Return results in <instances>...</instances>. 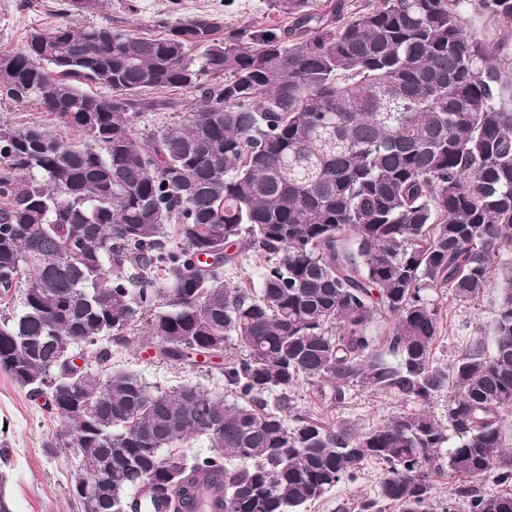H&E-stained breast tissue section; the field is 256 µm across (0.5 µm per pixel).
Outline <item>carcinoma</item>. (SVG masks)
Returning a JSON list of instances; mask_svg holds the SVG:
<instances>
[{"mask_svg": "<svg viewBox=\"0 0 512 512\" xmlns=\"http://www.w3.org/2000/svg\"><path fill=\"white\" fill-rule=\"evenodd\" d=\"M312 4L269 0L283 28L203 13L156 37L78 26L101 0H61L67 21L0 55V102L78 133L0 123V369L60 420L49 451L79 449L82 507L300 512L373 461L357 512H433L444 471L466 512H512V274L491 335L432 354L437 290L475 300L512 247V0H375L346 21L343 0ZM469 12L497 37L468 35ZM174 90L199 104L135 134ZM250 259L259 287L224 279ZM141 322L160 360L222 359L225 394L75 363H107L102 341ZM302 384L408 409L354 432L299 407ZM450 389L443 424L430 405Z\"/></svg>", "mask_w": 512, "mask_h": 512, "instance_id": "cac0c4a2", "label": "carcinoma"}]
</instances>
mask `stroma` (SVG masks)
Masks as SVG:
<instances>
[{
  "label": "stroma",
  "mask_w": 512,
  "mask_h": 512,
  "mask_svg": "<svg viewBox=\"0 0 512 512\" xmlns=\"http://www.w3.org/2000/svg\"><path fill=\"white\" fill-rule=\"evenodd\" d=\"M107 0L105 7L83 15L81 24L115 25L141 35H162L159 20L175 21L200 12L223 18L225 24H276L280 18L268 9V0ZM58 0H0V52L21 50L32 32L47 30L58 23ZM439 337L434 357L449 363L463 353L476 337L487 335L498 302V289L489 286L473 301H456L447 290L439 292ZM129 343L112 350L110 362L101 374L131 371L149 385L165 390L185 384L212 394L224 391V381L183 365L157 360L156 342L144 335L142 327L128 333ZM297 404L317 417L339 427L365 431L383 424L403 409L396 395L369 391L361 387L347 390L343 402L332 401L311 385L293 392ZM60 423L26 391L0 372V473L6 477L5 490L12 512H81L74 499L71 475L78 463L77 451L63 449L52 454L47 443L59 433ZM382 475L380 467L367 466L356 482L338 484L307 512H336L340 504L356 505L361 497L373 494Z\"/></svg>",
  "instance_id": "stroma-1"
}]
</instances>
